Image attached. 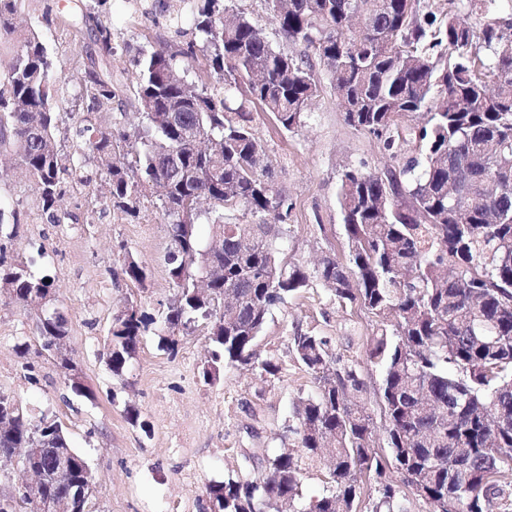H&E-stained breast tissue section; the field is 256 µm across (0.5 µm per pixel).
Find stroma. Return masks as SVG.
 I'll list each match as a JSON object with an SVG mask.
<instances>
[{
	"instance_id": "1",
	"label": "stroma",
	"mask_w": 512,
	"mask_h": 512,
	"mask_svg": "<svg viewBox=\"0 0 512 512\" xmlns=\"http://www.w3.org/2000/svg\"><path fill=\"white\" fill-rule=\"evenodd\" d=\"M112 22L123 40L113 62L118 75L133 70L144 36L175 37L124 0L115 5ZM315 72L321 93L298 132L281 133L265 115L257 120L259 135L277 160V180L293 204L290 254L308 269L345 249L337 202L344 171L381 172L391 164L380 141L347 124L323 66ZM0 198L29 215L11 252L35 257L37 269L54 278L68 319L71 358L95 397L75 396L66 387L54 358L41 350L34 310L1 295L0 394L61 421L94 476L88 512H209V484L264 477L268 459L295 442L298 398L318 392L292 351L298 331L329 338L337 362L362 364L366 408L376 430H383L376 396L380 373L363 365L381 322L359 305L339 304L315 281L274 307L257 346L261 358L279 365L274 375L229 366L215 380H205L203 327L182 337L174 356L160 349L158 336H142L137 355L116 375L104 358L114 316L131 302L158 313L174 295L167 264L169 226L159 200L150 197L139 217L131 218L86 206L74 189L59 206L78 221L57 226L42 217L36 185L17 167L0 171ZM41 249L46 252L42 258L37 255ZM128 255L145 267L143 285L111 277ZM21 344L29 346L28 354L17 353ZM129 406L139 411L138 422L126 419Z\"/></svg>"
}]
</instances>
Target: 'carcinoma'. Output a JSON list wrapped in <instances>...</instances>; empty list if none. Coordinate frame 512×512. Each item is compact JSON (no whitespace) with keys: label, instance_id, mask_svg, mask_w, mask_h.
Returning <instances> with one entry per match:
<instances>
[{"label":"carcinoma","instance_id":"carcinoma-1","mask_svg":"<svg viewBox=\"0 0 512 512\" xmlns=\"http://www.w3.org/2000/svg\"><path fill=\"white\" fill-rule=\"evenodd\" d=\"M25 2L0 0L1 46ZM115 2L77 0L65 14L47 6L30 15L21 50L0 71V160L35 180L49 223L76 221L58 201L70 187L92 195L100 181L112 212L135 217L154 194L169 220L174 296L158 318L137 305L116 315L112 372L141 336L156 334L174 356L179 337L202 324L205 378L238 365L274 375L279 366L255 351L267 317L314 280L391 326L365 351L381 373L388 465L374 451L373 418L356 404L367 391L357 365H337L326 337L298 332L293 353L319 393L295 407L296 448L271 457L262 481L210 484L208 498L224 501V512H270L285 500L298 503L296 512H357V477L372 472L370 512H406L402 485L430 512H508L497 477L512 469V183L503 173L512 165V94L498 102L484 94L512 85V17L496 13L498 0H448L454 7L441 20L421 0H265L281 38L303 47L297 56L274 48L253 18L226 19L224 0H152L155 24L165 21L181 40L147 42L135 71L117 80L119 36L107 20ZM59 24L71 30L73 53L87 51V39L95 46L88 66L64 77L42 38ZM314 59L347 123L392 158L407 142L399 119L423 122L412 131L418 156L399 171L343 173L347 254L308 271L288 253L291 204L255 114L297 132L321 90ZM130 106L142 116L134 135L117 120L96 122ZM62 129L75 130L67 152L57 145ZM24 220L0 199V292L12 289L20 306L54 290L34 261L10 254ZM113 278L142 285L146 270L127 256ZM37 331L45 351L50 339H69L64 317L38 322ZM3 421L0 457L39 443L32 465L45 482L37 499L24 490L0 496V512H44L93 482L56 419L0 395ZM324 457L334 466L326 490L305 502L300 475ZM387 466L401 484L385 478Z\"/></svg>","mask_w":512,"mask_h":512}]
</instances>
